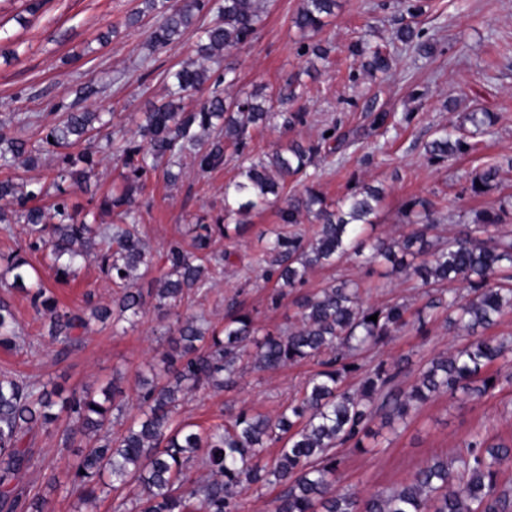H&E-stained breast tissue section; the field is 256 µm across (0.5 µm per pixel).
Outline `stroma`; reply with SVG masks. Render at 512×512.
I'll list each match as a JSON object with an SVG mask.
<instances>
[{
  "label": "stroma",
  "instance_id": "35a3bbf8",
  "mask_svg": "<svg viewBox=\"0 0 512 512\" xmlns=\"http://www.w3.org/2000/svg\"><path fill=\"white\" fill-rule=\"evenodd\" d=\"M406 0H337L335 15L321 32L304 33L292 19L300 0H267L266 18L252 43L210 62L212 71L234 67L237 86L247 92L275 95L276 115L256 136L254 157L271 153L279 145L316 139L326 126L346 135V143L329 156L316 159V188L327 198L345 194L350 185L365 182L383 186L386 196L377 214L375 235L405 233L399 217L409 199L435 202L445 215L443 235L456 233L454 215L512 206V0H425V11L411 17ZM141 0H45L37 13H29L26 0H0V123L10 117L35 114L33 127L11 124L16 136L36 139L42 127L57 116L60 105L76 101L82 84L102 86L87 100L92 110L111 116L115 128L136 132L144 112L168 100L167 72L196 60L201 26L187 29L180 39L159 53H148L145 43L153 24L143 18L138 28L126 26L127 17L140 9ZM422 30L434 45L431 55L406 48L396 32L406 24ZM358 39L387 47L393 55L386 75L369 76L361 59L349 56L348 45ZM318 44L326 59L302 54L305 45ZM302 80V89L278 99L285 86ZM306 112L305 123L286 127L289 113ZM487 110L497 120L477 135L476 152L440 163L427 160L424 145L436 130L467 112ZM389 116L387 126L373 128L375 113ZM501 166L499 185L485 195L466 194L472 172L483 163ZM238 164L198 175L191 160H184L181 180L173 186L154 177L141 199L140 230L152 253L163 252L168 241L183 237L196 219H213L224 212V188L236 179ZM277 205L253 214L241 235L217 240L214 248L234 251L233 264L211 278L207 294L181 307L185 313L204 314L210 324L223 325L228 300L253 312L257 323L272 329L294 319L293 296L279 307L269 305L272 286L260 270L248 263L266 238L281 224ZM29 236L26 224L0 231V297L11 306L25 336L23 348L0 349V373L18 371L32 380L64 389H100L120 375L129 398L127 413H136L139 374L160 365L168 338L153 306H146L134 327L113 332L111 326L92 324L81 347L57 356L43 320L26 292L12 288L5 255ZM386 265L374 268L348 260L309 270L305 291L345 278L358 281L363 298L380 304L397 298L412 308L425 299L412 282L389 280ZM60 305L76 310L92 302L111 305L115 290L97 261L88 259L77 276L54 284ZM445 314L433 311L425 332L407 328L393 336L380 352L381 359L405 358L411 371L452 351L456 337L444 328ZM314 362L303 361L276 371H260L243 361L233 386L203 389L181 398L176 422L202 427L229 419L240 411L277 418L284 405L315 372ZM376 436L366 453L345 455L344 483L359 496L399 487L416 469L437 456L453 455L475 429H483L490 442L512 444V384L501 383L483 402L474 404L463 395L442 394L410 410L405 421L387 425L383 416L371 424ZM44 497V512H112L111 499L78 510L76 497L46 486L41 469L24 477Z\"/></svg>",
  "mask_w": 512,
  "mask_h": 512
}]
</instances>
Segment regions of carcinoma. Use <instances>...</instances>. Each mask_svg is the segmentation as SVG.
Instances as JSON below:
<instances>
[{
    "label": "carcinoma",
    "mask_w": 512,
    "mask_h": 512,
    "mask_svg": "<svg viewBox=\"0 0 512 512\" xmlns=\"http://www.w3.org/2000/svg\"><path fill=\"white\" fill-rule=\"evenodd\" d=\"M335 8L336 0H301L294 24L303 32H320ZM264 14V0H142L128 25L153 16L148 40L153 54L178 40L199 18L213 15L198 48V56L209 61L250 43ZM396 38L419 54L432 50L414 27L400 28ZM347 51L353 57L367 56L364 69L372 75L391 67L390 57L379 48L354 42ZM170 78L171 100L145 113L137 139L116 138L103 113L75 106L65 108L35 142L0 125L1 169L19 164L35 168L43 152L65 149L45 181L20 185L11 178L0 180V200L20 205L18 210L1 207L0 224L23 222L30 228L25 245L5 256L13 272L12 287L26 290L48 320L49 336L61 345L57 355L81 344L93 321L110 319L116 328L139 316L148 300L143 289L133 287V273L158 263L168 271L152 298L171 335L163 371L142 384L139 415L129 422L123 413L125 391L115 378L98 393L83 388L65 394L58 387H38L22 374H0V512H44L40 492L24 484L23 475L40 465L47 485H60L55 468L44 464L34 448L38 431L51 427L60 432L62 447L78 448L65 481L66 491L78 501L128 489L113 500L112 512H239L240 494L267 484L283 487L274 512H512V486L500 481L512 468V446L492 445L480 430L463 440L453 458H436L418 468L407 484L367 498L344 486L338 453L344 447L364 448L363 439L371 435L369 422L377 414L392 424L436 394L461 393L480 401L496 388L500 375L488 370L498 362L512 364V343L483 337L479 331L512 311V236L497 234L501 214L486 210L470 220L461 214L460 231L445 238L437 233L435 204L412 198L402 212L411 230L373 238L369 229L384 200L382 188L357 183L330 201L307 186L288 195L279 210L288 230L268 241L254 259L274 283L272 306L280 304L286 289L303 286L310 269L353 257L367 265L385 262L390 266L386 277L415 281L429 301L414 310L399 301L369 304L357 282L338 278L297 298L296 324L264 332L256 317L233 301L224 327L218 329L203 314L185 315L179 306L185 297L202 294L209 269H222L228 261V252L213 249L215 239L228 237L225 220L237 217L238 230L253 210L282 197L288 179L314 180L309 168L318 155L338 148L336 126L325 128L314 142L286 143L267 159L241 167L240 180L224 189V215L212 223L199 220L190 243L173 239L157 257L139 237L136 201L148 181L159 170L167 181L177 180L180 173L173 167L185 154L202 175L224 166L228 147L245 157L272 116L270 97L225 93L236 82L231 68L213 79L209 68L194 62ZM210 80L224 85V91H212L194 111L180 108L184 95ZM462 121L486 130L494 125L495 114L468 112ZM461 130L457 123L441 127L424 146L427 159L445 161L473 150ZM102 158L121 168L122 186L99 195L89 192L88 179ZM500 170L498 164L483 166L467 190L474 196L488 193L498 185ZM67 183L90 193L91 208L69 202ZM51 191L57 197L52 210L27 206ZM97 210L112 214L115 223L90 222ZM303 217L315 223L310 239L298 229ZM37 252L50 261L57 283L68 282L94 256L112 287L119 289L117 316L91 303L83 313L59 306L42 277L29 270L26 255ZM437 308L449 313L448 332L466 336V342L423 367L409 387H402L401 379L410 375L402 361H359L362 352L379 350L409 326L424 330L428 311ZM374 314L375 322L370 320ZM23 342L9 304L0 299V347L13 350ZM250 347L260 370L310 360L319 369L274 421L241 411L207 428L172 427L179 395L234 384ZM352 374L360 376L354 390L344 385ZM273 445L279 450L269 459L265 451ZM199 448L207 449L202 459L196 456Z\"/></svg>",
    "instance_id": "cac0c4a2"
}]
</instances>
